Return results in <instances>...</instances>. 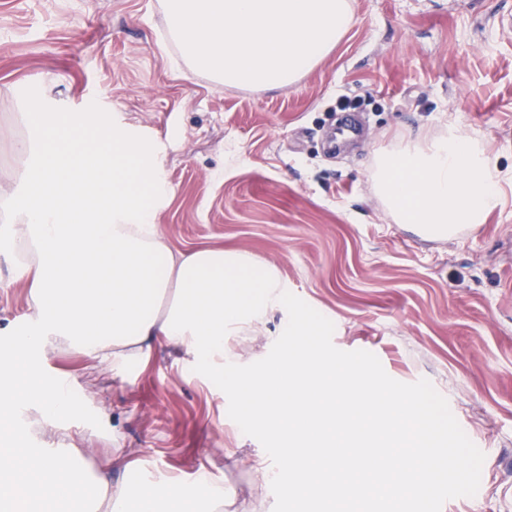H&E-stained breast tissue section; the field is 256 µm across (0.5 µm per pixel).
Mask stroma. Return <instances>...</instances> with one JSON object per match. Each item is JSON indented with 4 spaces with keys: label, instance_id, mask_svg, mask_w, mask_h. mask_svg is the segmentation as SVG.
Listing matches in <instances>:
<instances>
[{
    "label": "stroma",
    "instance_id": "1",
    "mask_svg": "<svg viewBox=\"0 0 512 512\" xmlns=\"http://www.w3.org/2000/svg\"><path fill=\"white\" fill-rule=\"evenodd\" d=\"M354 24L295 84L225 86L191 71L161 0H0V181L20 184L10 142L27 129L22 91L77 111L93 104L167 146L172 188L156 218L173 252H246L335 326L344 351L374 353L389 376L431 382L485 454L478 492L442 512H512V0H350ZM364 140L327 155L339 98ZM480 135L509 176L484 224L446 241L411 238L368 178L375 152L440 114ZM33 320L26 266L0 259V350ZM46 369L87 415L58 432L97 466L145 449L143 481L200 470L230 493L224 512H271L253 465L273 434L247 425L223 390L163 342L115 367L65 346Z\"/></svg>",
    "mask_w": 512,
    "mask_h": 512
}]
</instances>
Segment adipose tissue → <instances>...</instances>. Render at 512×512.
Masks as SVG:
<instances>
[{"mask_svg": "<svg viewBox=\"0 0 512 512\" xmlns=\"http://www.w3.org/2000/svg\"><path fill=\"white\" fill-rule=\"evenodd\" d=\"M26 137L13 140L24 162L17 190L0 193V220L14 240L31 244L27 258L35 319L0 355V419L19 410L57 428L85 410L61 378H47L41 362L63 343L99 362L122 365L143 358L157 338L224 388L228 405L273 429L284 466H257L258 479L282 495L330 498V483L316 479L309 457L295 454L299 439L317 447L336 421L365 412L402 421L398 391L381 385L370 368L320 358L308 336L312 313L293 305L286 283L271 267L243 252L207 248L175 255L155 224L171 188L159 148L97 110L71 114L28 92ZM89 131L83 141L72 130ZM369 179L395 223L418 224L427 236L455 237L484 223L502 201L507 180L477 135L456 119L440 132L422 130L379 149ZM289 316L285 351L260 371L239 369L226 336H261L273 312ZM27 428L0 433V503L8 512L80 496L82 501L126 503L135 512H182L199 503L223 512L224 485L199 475L193 482L163 475L138 481L139 448H116L94 471L76 448L23 449Z\"/></svg>", "mask_w": 512, "mask_h": 512, "instance_id": "1", "label": "adipose tissue"}]
</instances>
